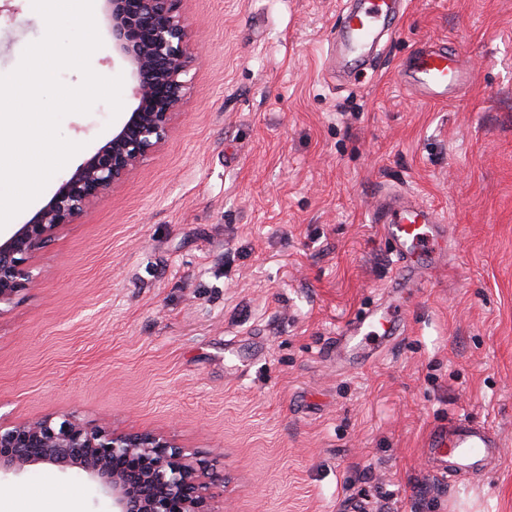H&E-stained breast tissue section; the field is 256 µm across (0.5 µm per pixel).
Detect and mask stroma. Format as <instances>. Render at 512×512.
<instances>
[{
	"label": "stroma",
	"instance_id": "35a3bbf8",
	"mask_svg": "<svg viewBox=\"0 0 512 512\" xmlns=\"http://www.w3.org/2000/svg\"><path fill=\"white\" fill-rule=\"evenodd\" d=\"M341 0H183L194 64L165 142L28 261L39 286L0 306V423L69 415L188 448L212 512H512V0H405L362 73L341 71ZM70 114L71 174L135 107ZM0 0V74L44 33ZM423 42L463 54L469 88L422 104L398 81ZM432 207L440 263L395 287L374 219L386 196ZM393 307L403 328L359 355L338 333ZM492 426L480 472L436 473L428 435ZM109 512L43 464L0 483V512Z\"/></svg>",
	"mask_w": 512,
	"mask_h": 512
}]
</instances>
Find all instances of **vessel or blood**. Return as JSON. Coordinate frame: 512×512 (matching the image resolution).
<instances>
[{
	"label": "vessel or blood",
	"mask_w": 512,
	"mask_h": 512,
	"mask_svg": "<svg viewBox=\"0 0 512 512\" xmlns=\"http://www.w3.org/2000/svg\"><path fill=\"white\" fill-rule=\"evenodd\" d=\"M401 10L395 0H358L346 6L343 24L336 32L344 43L355 66L364 63L363 48L375 41L384 28H396ZM473 71L457 52L433 44H424L408 56L399 73L400 83L425 103H440L455 98L466 89ZM376 223L381 224L384 237L391 241L399 263L405 287L416 283L419 261L433 253L447 234L442 218L431 208L403 201L386 203L378 212ZM395 327L388 317L376 312H364L341 331L340 340L350 350L369 340L391 339ZM428 445L446 451L440 469L445 477L478 471L494 456L500 441L492 428L461 419L448 428L431 433Z\"/></svg>",
	"instance_id": "b4317fda"
}]
</instances>
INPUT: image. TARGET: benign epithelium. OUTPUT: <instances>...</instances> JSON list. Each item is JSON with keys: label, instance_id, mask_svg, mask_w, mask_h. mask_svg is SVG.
Wrapping results in <instances>:
<instances>
[{"label": "benign epithelium", "instance_id": "obj_1", "mask_svg": "<svg viewBox=\"0 0 512 512\" xmlns=\"http://www.w3.org/2000/svg\"><path fill=\"white\" fill-rule=\"evenodd\" d=\"M112 44L128 62L136 106L110 139L63 178L49 203L0 240V305L38 286L26 261L88 206L119 185L159 147L183 103L193 61L182 0H104ZM50 464L76 470L111 500L112 512H211L210 482L167 437L87 428L45 415L0 426V476Z\"/></svg>", "mask_w": 512, "mask_h": 512}]
</instances>
